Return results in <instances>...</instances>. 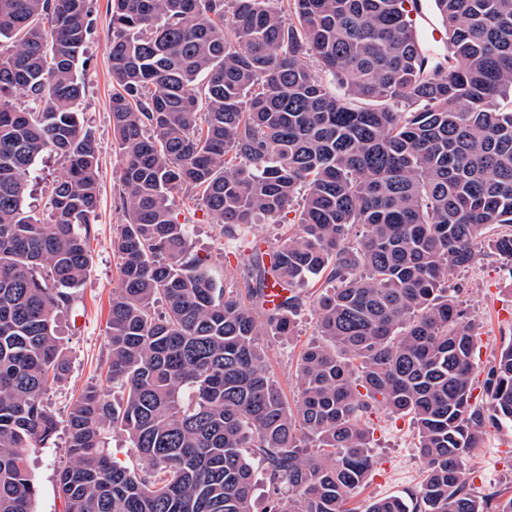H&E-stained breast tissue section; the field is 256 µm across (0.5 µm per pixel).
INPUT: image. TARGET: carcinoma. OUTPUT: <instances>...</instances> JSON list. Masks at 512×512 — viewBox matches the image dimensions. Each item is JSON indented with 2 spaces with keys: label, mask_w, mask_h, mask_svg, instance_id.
Returning a JSON list of instances; mask_svg holds the SVG:
<instances>
[{
  "label": "carcinoma",
  "mask_w": 512,
  "mask_h": 512,
  "mask_svg": "<svg viewBox=\"0 0 512 512\" xmlns=\"http://www.w3.org/2000/svg\"><path fill=\"white\" fill-rule=\"evenodd\" d=\"M232 2L228 15L225 0H111L123 220L106 382L122 399L92 385L70 406L65 512H252L255 455L270 512H347L374 466L364 419L376 404L411 416L426 475L411 501L366 512H512V497L468 483L485 424L476 324L445 288L478 259L485 229L512 226V0H433L437 57L406 0H286L289 20L275 0ZM92 13V0H0V512H34L28 458L57 431L44 397L70 369L56 316L91 265ZM46 154L66 168L43 218L27 197ZM175 191L241 241L301 197L291 235L242 254L249 303L192 253ZM321 276L320 339L300 356L292 407L260 337L293 335L298 288ZM271 281L289 295L268 307ZM484 374L494 418L512 424V342ZM114 431L139 464L113 459Z\"/></svg>",
  "instance_id": "cac0c4a2"
}]
</instances>
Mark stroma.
Masks as SVG:
<instances>
[{"label":"stroma","mask_w":512,"mask_h":512,"mask_svg":"<svg viewBox=\"0 0 512 512\" xmlns=\"http://www.w3.org/2000/svg\"><path fill=\"white\" fill-rule=\"evenodd\" d=\"M108 0H93L94 28L86 45L91 65L84 75L83 118L100 145V200L94 229L87 241L92 258L90 272L78 290L75 311L60 320L62 345L70 360L67 378L52 385L45 401L57 419H64L72 402L87 387L101 383L108 355L107 320L112 294L119 286L117 259L112 239L122 216L118 207L120 165L115 153L110 121L112 76L109 67ZM173 209L189 226L193 252L210 255L226 273L239 269L237 255L220 234V227L203 208L182 194L172 197ZM448 284L461 308L478 324L475 362L487 367L504 342L512 339V260L500 256L491 243H484L476 263L453 272ZM316 315L304 303L297 315L296 336H267L263 349L273 378L287 398H294L296 367L300 353L314 342ZM372 452L376 464L364 485L350 500L356 512L387 496L411 497L419 486L423 462L416 450L417 430L410 418H394L379 409L370 418ZM65 432L57 430L48 447L33 453L29 473L38 495L35 512H64L56 474L67 457ZM476 492L512 497V426L486 424L483 443L471 449L464 460Z\"/></svg>","instance_id":"obj_1"}]
</instances>
